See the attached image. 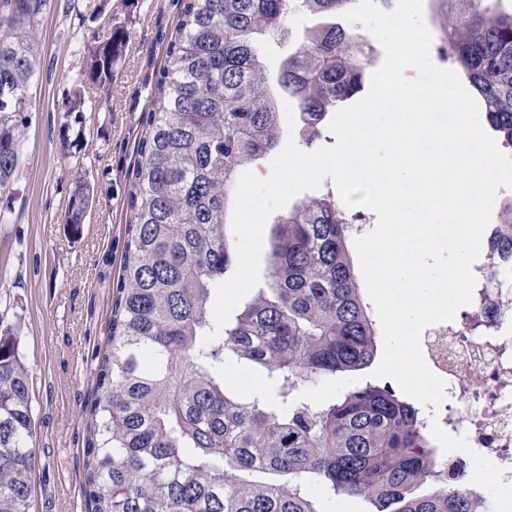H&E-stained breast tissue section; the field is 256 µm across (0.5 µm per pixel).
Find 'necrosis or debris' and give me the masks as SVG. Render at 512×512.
Segmentation results:
<instances>
[{
	"mask_svg": "<svg viewBox=\"0 0 512 512\" xmlns=\"http://www.w3.org/2000/svg\"><path fill=\"white\" fill-rule=\"evenodd\" d=\"M501 314L474 336L441 326L428 343L427 364L446 382L468 441L512 480V288L498 297Z\"/></svg>",
	"mask_w": 512,
	"mask_h": 512,
	"instance_id": "1",
	"label": "necrosis or debris"
}]
</instances>
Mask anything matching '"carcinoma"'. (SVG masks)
Instances as JSON below:
<instances>
[{"mask_svg": "<svg viewBox=\"0 0 512 512\" xmlns=\"http://www.w3.org/2000/svg\"><path fill=\"white\" fill-rule=\"evenodd\" d=\"M354 0H181L153 80L138 161L125 198L131 218L111 309L110 348L98 356L85 409L83 493L91 512H323L309 492L363 496L376 512H483L465 488L466 462L439 453L422 410L367 381L326 403L306 386L368 368L374 324L348 250L351 222L327 193L274 221L259 290L212 342L211 298L235 262L226 211L239 170L279 144L282 102L300 112L303 143L327 113L361 91L365 38L334 23L304 33L276 77L263 40L304 9L333 17ZM495 0H448V59L482 98L512 148V12ZM0 13V188L19 175L36 72L32 34L47 0H5ZM123 26L93 38L89 76L105 85ZM92 201L78 179L66 223ZM489 253L512 261V200ZM492 293L464 315L484 326ZM263 369L269 394L226 388L224 361ZM30 375L12 336H0V512H30L36 466ZM428 490L422 494L417 490Z\"/></svg>", "mask_w": 512, "mask_h": 512, "instance_id": "carcinoma-1", "label": "carcinoma"}]
</instances>
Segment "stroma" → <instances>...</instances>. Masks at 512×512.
<instances>
[{
  "instance_id": "obj_1",
  "label": "stroma",
  "mask_w": 512,
  "mask_h": 512,
  "mask_svg": "<svg viewBox=\"0 0 512 512\" xmlns=\"http://www.w3.org/2000/svg\"><path fill=\"white\" fill-rule=\"evenodd\" d=\"M179 7V0H49L36 27L22 173L12 189L0 191V212L9 217L0 224V336H16L32 379L38 459L30 475L32 512L89 510L82 492L83 410L96 394L95 358L108 343L142 120ZM447 14L446 0H424L430 58L443 69L451 66ZM109 17L127 29L112 84H77ZM322 22L304 10L290 14L287 34L267 46L268 71L277 73L305 30ZM77 92L97 110L69 112ZM80 178L92 188V204L75 233L65 211Z\"/></svg>"
}]
</instances>
